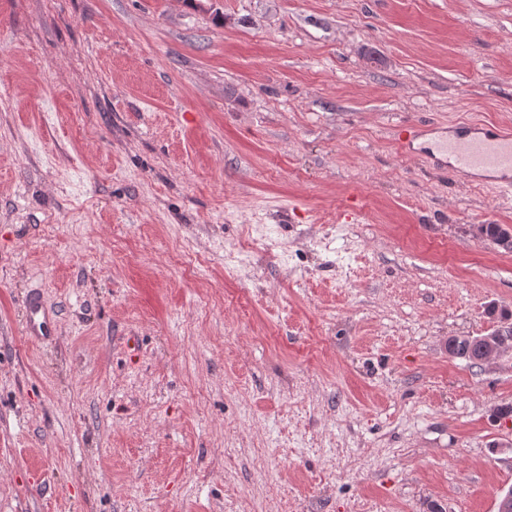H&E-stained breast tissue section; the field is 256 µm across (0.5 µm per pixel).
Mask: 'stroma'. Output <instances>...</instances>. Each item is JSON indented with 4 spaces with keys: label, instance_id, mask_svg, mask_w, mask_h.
<instances>
[{
    "label": "stroma",
    "instance_id": "1",
    "mask_svg": "<svg viewBox=\"0 0 512 512\" xmlns=\"http://www.w3.org/2000/svg\"><path fill=\"white\" fill-rule=\"evenodd\" d=\"M415 121L512 128V0H0V512H497L512 191ZM23 331L33 342L45 341L55 335L54 314L37 294H30L26 299ZM448 347L453 357L464 359L472 365V359L478 356L482 344L479 336H454L448 339Z\"/></svg>",
    "mask_w": 512,
    "mask_h": 512
}]
</instances>
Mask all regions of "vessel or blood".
<instances>
[{"mask_svg": "<svg viewBox=\"0 0 512 512\" xmlns=\"http://www.w3.org/2000/svg\"><path fill=\"white\" fill-rule=\"evenodd\" d=\"M402 152L433 160L446 156L449 171L461 178H480L497 190L512 189V134L491 128L464 127L439 139L435 145L411 148L409 139H402ZM25 336L41 342L55 334L54 314L38 295H29L25 303L23 323Z\"/></svg>", "mask_w": 512, "mask_h": 512, "instance_id": "1", "label": "vessel or blood"}]
</instances>
